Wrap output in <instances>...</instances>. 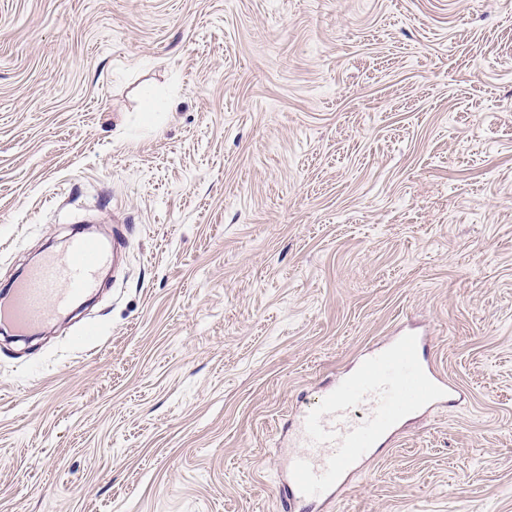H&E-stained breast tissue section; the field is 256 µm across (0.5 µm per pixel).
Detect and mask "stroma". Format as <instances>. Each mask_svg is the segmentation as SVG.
Here are the masks:
<instances>
[{"label": "stroma", "mask_w": 512, "mask_h": 512, "mask_svg": "<svg viewBox=\"0 0 512 512\" xmlns=\"http://www.w3.org/2000/svg\"><path fill=\"white\" fill-rule=\"evenodd\" d=\"M78 217L122 266L0 334V512H280L403 329L461 396L323 512H512V0H0V290Z\"/></svg>", "instance_id": "obj_1"}]
</instances>
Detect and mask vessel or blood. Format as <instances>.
I'll return each instance as SVG.
<instances>
[{
  "label": "vessel or blood",
  "mask_w": 512,
  "mask_h": 512,
  "mask_svg": "<svg viewBox=\"0 0 512 512\" xmlns=\"http://www.w3.org/2000/svg\"><path fill=\"white\" fill-rule=\"evenodd\" d=\"M110 258L107 246L74 233L65 250L46 253L12 284L0 302V324L19 335L49 325L98 288V271ZM451 392L425 366L417 336L400 335L376 350L291 423L293 451L281 484L289 506L332 501L351 474L366 468L383 434Z\"/></svg>",
  "instance_id": "1"
}]
</instances>
